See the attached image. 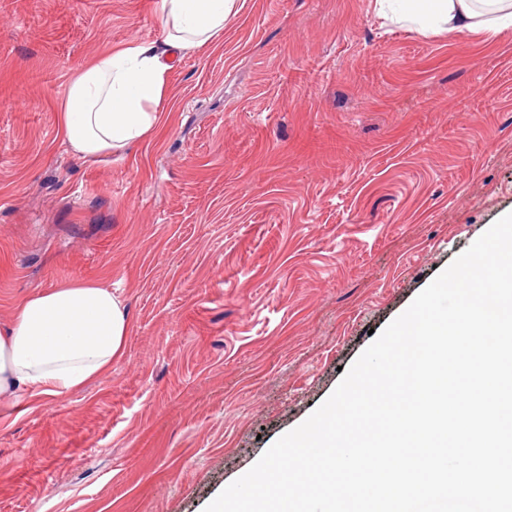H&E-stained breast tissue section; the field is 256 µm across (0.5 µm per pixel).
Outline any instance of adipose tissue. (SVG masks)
<instances>
[{
  "mask_svg": "<svg viewBox=\"0 0 512 512\" xmlns=\"http://www.w3.org/2000/svg\"><path fill=\"white\" fill-rule=\"evenodd\" d=\"M398 20L421 34L494 38L512 26V0H401ZM238 0H157L158 42L133 40L100 56L71 79L59 104L67 151L87 162L122 155L151 140L168 98L176 57L199 53L224 32ZM130 322L111 287L78 282L20 300L0 329V402L59 400L109 373Z\"/></svg>",
  "mask_w": 512,
  "mask_h": 512,
  "instance_id": "adipose-tissue-1",
  "label": "adipose tissue"
}]
</instances>
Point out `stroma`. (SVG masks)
<instances>
[{"label": "stroma", "mask_w": 512, "mask_h": 512, "mask_svg": "<svg viewBox=\"0 0 512 512\" xmlns=\"http://www.w3.org/2000/svg\"><path fill=\"white\" fill-rule=\"evenodd\" d=\"M175 59L158 135L65 150L97 57L162 35L156 0H0V327L99 282L122 358L0 406V512H204L512 213V27L422 35L373 0H242Z\"/></svg>", "instance_id": "obj_1"}]
</instances>
